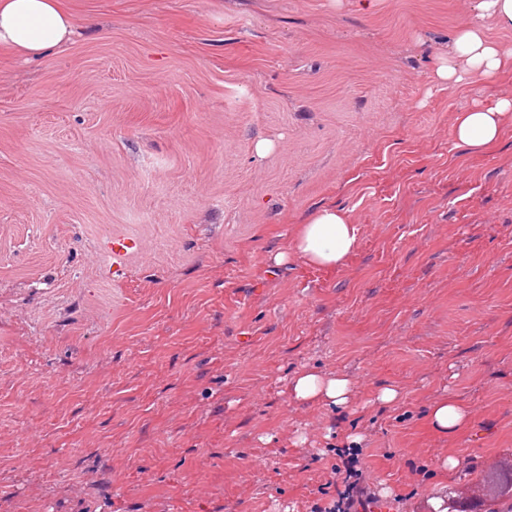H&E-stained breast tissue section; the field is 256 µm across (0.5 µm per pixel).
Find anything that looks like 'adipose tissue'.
<instances>
[{"label":"adipose tissue","mask_w":512,"mask_h":512,"mask_svg":"<svg viewBox=\"0 0 512 512\" xmlns=\"http://www.w3.org/2000/svg\"><path fill=\"white\" fill-rule=\"evenodd\" d=\"M512 29V0H472L471 10L459 25L446 55L435 70L441 83L457 84L468 77L487 81L512 69V47L489 40L487 25ZM78 26L61 0H0V47L25 61H36L63 49ZM512 125V94L494 103L459 110L452 117V134L459 146L475 154L495 149ZM359 247L358 227L348 210L321 205L293 228L289 252L273 257L283 264L296 256L304 264L333 273L347 267ZM285 391L298 407L351 410L356 406L353 380L341 373L304 368L291 375ZM473 413L452 393L434 396L426 423L435 433L454 435L468 429Z\"/></svg>","instance_id":"ef3b65f1"}]
</instances>
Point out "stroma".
Segmentation results:
<instances>
[{"instance_id": "stroma-1", "label": "stroma", "mask_w": 512, "mask_h": 512, "mask_svg": "<svg viewBox=\"0 0 512 512\" xmlns=\"http://www.w3.org/2000/svg\"><path fill=\"white\" fill-rule=\"evenodd\" d=\"M64 3L96 30L0 49V512H314L344 431L389 512H431L512 453V132L469 156L450 124L512 75L434 76L469 0ZM323 204L349 268L275 265ZM305 367L357 412L294 407ZM472 420L469 405L453 393L443 392L429 402L426 423L435 433L454 435L468 429Z\"/></svg>"}]
</instances>
